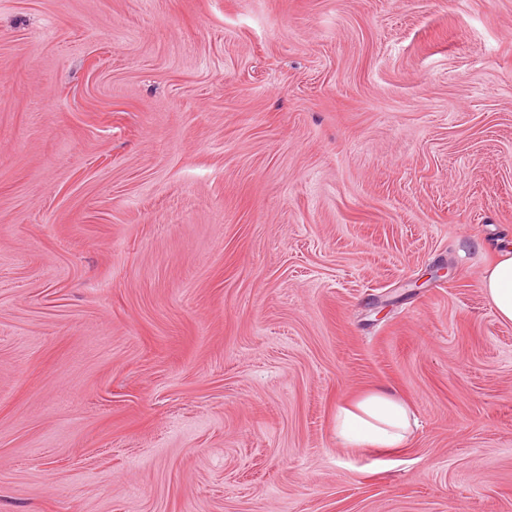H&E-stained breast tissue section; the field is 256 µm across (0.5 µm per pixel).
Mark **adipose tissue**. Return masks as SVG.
I'll list each match as a JSON object with an SVG mask.
<instances>
[{
  "label": "adipose tissue",
  "mask_w": 512,
  "mask_h": 512,
  "mask_svg": "<svg viewBox=\"0 0 512 512\" xmlns=\"http://www.w3.org/2000/svg\"><path fill=\"white\" fill-rule=\"evenodd\" d=\"M484 292L501 321L512 323V248L501 250L482 274ZM334 433L350 452L376 448L387 453L409 445L418 421L396 391L374 387L341 401Z\"/></svg>",
  "instance_id": "1"
}]
</instances>
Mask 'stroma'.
Wrapping results in <instances>:
<instances>
[{
    "label": "stroma",
    "instance_id": "stroma-1",
    "mask_svg": "<svg viewBox=\"0 0 512 512\" xmlns=\"http://www.w3.org/2000/svg\"><path fill=\"white\" fill-rule=\"evenodd\" d=\"M508 245L512 0H0V512H512ZM482 288L501 321L512 323V248L502 249L482 274ZM336 440L350 452L407 448L418 425L408 403L393 389L374 387L341 401L334 417Z\"/></svg>",
    "mask_w": 512,
    "mask_h": 512
}]
</instances>
